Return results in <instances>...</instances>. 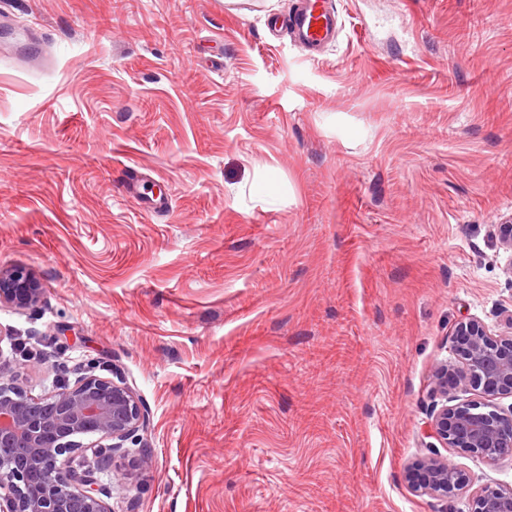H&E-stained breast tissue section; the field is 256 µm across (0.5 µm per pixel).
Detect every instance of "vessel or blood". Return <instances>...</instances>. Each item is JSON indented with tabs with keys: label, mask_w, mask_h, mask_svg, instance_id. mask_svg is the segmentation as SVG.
<instances>
[{
	"label": "vessel or blood",
	"mask_w": 512,
	"mask_h": 512,
	"mask_svg": "<svg viewBox=\"0 0 512 512\" xmlns=\"http://www.w3.org/2000/svg\"><path fill=\"white\" fill-rule=\"evenodd\" d=\"M341 28L334 0H300L299 8L288 18L293 41L312 52L332 44Z\"/></svg>",
	"instance_id": "1"
}]
</instances>
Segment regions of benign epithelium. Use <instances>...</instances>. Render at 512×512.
I'll list each match as a JSON object with an SVG mask.
<instances>
[{
  "label": "benign epithelium",
  "instance_id": "benign-epithelium-1",
  "mask_svg": "<svg viewBox=\"0 0 512 512\" xmlns=\"http://www.w3.org/2000/svg\"><path fill=\"white\" fill-rule=\"evenodd\" d=\"M501 249L512 253V217L497 224ZM39 279L22 267L0 269V305L28 308L40 301ZM509 332L493 334L480 320L456 323V360L438 362L432 394L438 406L430 415V432L445 448L474 455L489 465L512 459V405L496 399L512 396V315ZM0 368V512H111L112 492L130 488L133 476L152 466L143 452L122 472L129 452L125 442L149 425L148 411L135 390L112 371L107 379L85 374L74 384L35 397L6 379ZM479 392L480 399L449 404L459 390ZM108 440V452L94 465H75L78 438ZM112 466V484L102 481ZM410 488L448 500L464 479L455 464L434 454L406 466ZM470 512H512V487L482 485Z\"/></svg>",
  "mask_w": 512,
  "mask_h": 512
}]
</instances>
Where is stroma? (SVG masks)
<instances>
[{"label": "stroma", "mask_w": 512, "mask_h": 512, "mask_svg": "<svg viewBox=\"0 0 512 512\" xmlns=\"http://www.w3.org/2000/svg\"><path fill=\"white\" fill-rule=\"evenodd\" d=\"M0 0V365L120 369L153 463L115 512H469L428 432L453 329L512 313V0ZM138 174L137 195L124 185ZM166 193L167 213L141 200ZM467 478L442 503L404 469ZM341 28L333 0H300V7L288 17V33L293 41L318 52L336 41ZM39 279L22 267L0 269V305L28 308L40 301Z\"/></svg>", "instance_id": "1"}]
</instances>
